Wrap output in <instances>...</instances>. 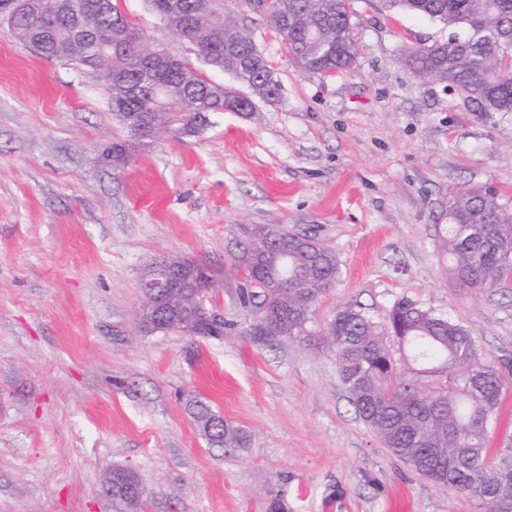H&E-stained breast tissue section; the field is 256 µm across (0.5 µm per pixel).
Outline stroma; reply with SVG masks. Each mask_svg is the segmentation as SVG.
Returning <instances> with one entry per match:
<instances>
[{
  "label": "stroma",
  "instance_id": "35a3bbf8",
  "mask_svg": "<svg viewBox=\"0 0 512 512\" xmlns=\"http://www.w3.org/2000/svg\"><path fill=\"white\" fill-rule=\"evenodd\" d=\"M134 30L230 85L149 7ZM280 84L275 107L211 114L199 135L162 131L113 170L124 131L103 75L22 47L0 23V512H112L103 476L137 473L145 512H488L384 448L348 401L333 357L247 329L233 257L244 228L315 236L341 261L317 323L345 302L386 323L407 299L462 324L482 360L512 359V292L461 287L436 246L452 191L512 205V112H482L415 76L411 47L438 20L354 0L351 69H298L264 13L223 0ZM180 255L206 265L224 333L148 335L139 276ZM209 401L251 435L212 446L187 408Z\"/></svg>",
  "mask_w": 512,
  "mask_h": 512
}]
</instances>
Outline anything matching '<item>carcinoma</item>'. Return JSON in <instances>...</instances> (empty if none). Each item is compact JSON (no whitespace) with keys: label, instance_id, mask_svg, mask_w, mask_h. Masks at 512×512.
<instances>
[{"label":"carcinoma","instance_id":"cac0c4a2","mask_svg":"<svg viewBox=\"0 0 512 512\" xmlns=\"http://www.w3.org/2000/svg\"><path fill=\"white\" fill-rule=\"evenodd\" d=\"M38 12L7 16L15 40L40 46L48 58L85 67L86 44L73 36L70 15L79 13L87 34L112 42V56L96 68L105 78L112 112L125 139L112 144V168L123 167L133 145L178 126L195 136L215 112L257 111V102H278L280 85L272 77L252 32L224 16L221 0H149L165 22L194 46L209 65L234 75L250 88H261L258 99L210 82L182 60L163 61L148 69L147 78L163 87L160 97L134 91L126 74L153 51L131 27L112 0H42ZM385 8L438 19L465 30L448 40L413 47L406 61L420 78H435L461 95L476 94L484 112H512V0H382ZM352 0H274L269 25L288 31L289 54L300 69L313 74L346 70L355 63ZM446 223L437 231L438 247L448 258L449 272L465 288H512V207L484 187L464 188L449 199ZM244 301L256 317L248 334L258 343L279 340L322 347L336 360L339 378L356 414L394 456L417 473L460 494L477 498L489 512H512V448L487 458L485 440L498 408L502 378L480 358L474 336L461 324L410 301L396 303L388 323L381 325L354 303L336 309L323 326L311 328L320 298L337 282L336 252L307 235L276 226L256 225L247 232L236 258ZM211 288L210 278L191 279L169 289L172 315L186 314L197 296ZM224 322L212 318L196 325V336H220ZM399 344L394 354L387 343ZM452 375V391L427 387L426 380ZM188 407L202 434L219 416L207 402L192 398ZM249 434L222 421L217 445L244 448ZM431 448L447 449L444 458ZM147 494L111 499L112 512H142Z\"/></svg>","mask_w":512,"mask_h":512}]
</instances>
